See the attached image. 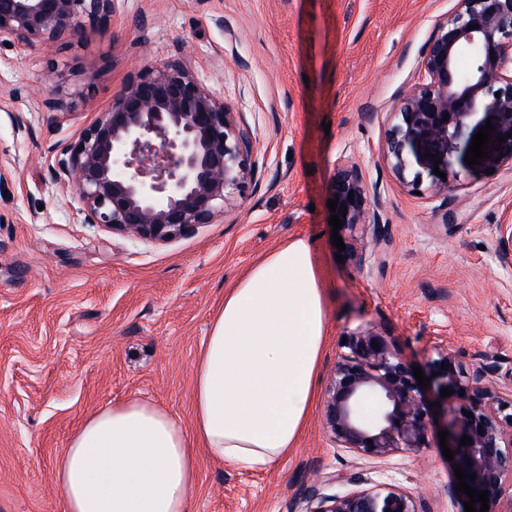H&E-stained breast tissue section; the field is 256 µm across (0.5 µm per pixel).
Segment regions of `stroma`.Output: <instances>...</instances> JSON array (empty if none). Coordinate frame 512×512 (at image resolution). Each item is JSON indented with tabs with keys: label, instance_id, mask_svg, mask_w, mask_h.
Listing matches in <instances>:
<instances>
[{
	"label": "stroma",
	"instance_id": "obj_1",
	"mask_svg": "<svg viewBox=\"0 0 512 512\" xmlns=\"http://www.w3.org/2000/svg\"><path fill=\"white\" fill-rule=\"evenodd\" d=\"M455 0H116L75 40L0 44V512H60L58 457L93 413L133 397L192 422L194 364L224 290L282 240L311 239L324 277L329 371L343 334L370 323L412 365L445 336L463 365L512 370V170L464 161L475 114L424 168L458 174L451 201L414 194L382 162L385 131L436 21ZM184 61L253 134L252 179L214 223L157 244L84 221L56 179L75 141L146 65ZM67 102L47 111L45 99ZM379 188L391 243L372 270L337 262L327 207L338 163ZM453 211L452 226L443 215ZM314 408L297 448L250 472L198 457L194 512H293L313 476L358 473L462 512L441 449L382 459L334 447Z\"/></svg>",
	"mask_w": 512,
	"mask_h": 512
}]
</instances>
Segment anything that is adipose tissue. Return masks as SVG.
Segmentation results:
<instances>
[{
    "label": "adipose tissue",
    "mask_w": 512,
    "mask_h": 512,
    "mask_svg": "<svg viewBox=\"0 0 512 512\" xmlns=\"http://www.w3.org/2000/svg\"><path fill=\"white\" fill-rule=\"evenodd\" d=\"M329 332L312 245L280 242L224 291L194 367L193 421L130 399L86 418L57 461L62 512H193L198 449L247 471L297 447Z\"/></svg>",
    "instance_id": "adipose-tissue-1"
}]
</instances>
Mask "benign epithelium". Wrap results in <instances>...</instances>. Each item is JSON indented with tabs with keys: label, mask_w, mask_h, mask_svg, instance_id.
<instances>
[{
	"label": "benign epithelium",
	"mask_w": 512,
	"mask_h": 512,
	"mask_svg": "<svg viewBox=\"0 0 512 512\" xmlns=\"http://www.w3.org/2000/svg\"><path fill=\"white\" fill-rule=\"evenodd\" d=\"M115 0H0V42L33 49L72 40L85 24L105 23ZM475 29H470V26ZM468 54L470 68L458 72ZM498 117V133L512 132V0H456L436 22L418 63V74L400 94L386 131L383 162L404 185L420 150L448 147L476 113ZM449 119H444V115ZM254 144L237 113L215 97L178 59L144 67L57 161L55 175L71 183L84 221L117 234L163 243L199 224H211L231 207L246 182ZM428 190L448 200L456 185L431 175ZM354 195H349V192ZM349 262L363 271L390 244L377 187L353 162L338 165L330 187ZM328 375L323 426L336 448L382 459L431 447L435 432L423 390L389 335L367 324L345 335ZM428 359L443 402L459 405L446 424L447 444L469 485L489 492L494 504L512 477V371L500 375L491 356L462 367L448 339L433 340ZM464 395H459V392ZM472 413L468 417L463 411ZM471 444L461 445L462 437ZM348 485L322 492L310 482L297 512H428L425 499L393 486L368 485L359 476L335 474Z\"/></svg>",
	"instance_id": "benign-epithelium-1"
}]
</instances>
